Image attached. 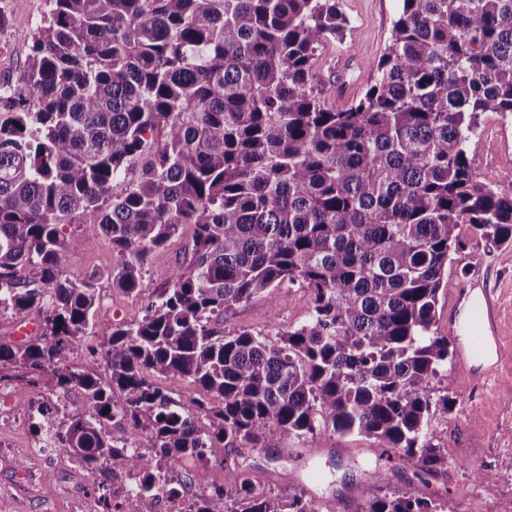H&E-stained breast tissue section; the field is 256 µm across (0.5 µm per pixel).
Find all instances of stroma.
<instances>
[{
  "label": "stroma",
  "mask_w": 512,
  "mask_h": 512,
  "mask_svg": "<svg viewBox=\"0 0 512 512\" xmlns=\"http://www.w3.org/2000/svg\"><path fill=\"white\" fill-rule=\"evenodd\" d=\"M349 24L343 40L327 43L318 60L320 81L333 99L351 102L365 90L374 74L397 18L401 0H341ZM49 10V0H0V80L22 67L38 26ZM508 130L498 132L494 118H486L482 136L472 146L475 168L492 182L512 171V117ZM194 227L183 225L164 247L151 252L138 292L113 286L106 273L112 266V240L101 235L78 251L63 254V276L98 274L99 303L92 320L118 324L142 313L154 301L164 282L162 270L186 263L191 257ZM453 291L439 296L435 329L448 332V310L454 291L480 276L493 288L506 290L499 320L506 358L499 370L484 374L475 362L466 376L458 361L436 379L455 401L448 416L433 420L434 440L448 451V472L431 475L411 461H387L371 441L353 436H307L275 441L266 448H245L241 460L252 466L258 486L281 495L304 493L321 502L324 512H355L366 500L394 491L429 488L446 501L450 512H512V244H495L463 233L453 254ZM278 311H271L259 295L225 310L218 325L225 334L267 335L306 322L311 309L307 289L280 291ZM58 407L61 416L83 413L85 398L79 389L60 388L51 375L0 364V512H72L77 498L98 499L99 485L109 475H87L69 456L55 466L37 458L32 449L39 434L29 408L35 403Z\"/></svg>",
  "instance_id": "1"
}]
</instances>
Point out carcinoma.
<instances>
[{
	"label": "carcinoma",
	"instance_id": "obj_1",
	"mask_svg": "<svg viewBox=\"0 0 512 512\" xmlns=\"http://www.w3.org/2000/svg\"><path fill=\"white\" fill-rule=\"evenodd\" d=\"M16 79L0 82V314L42 332L0 344L16 363L80 389L65 425L35 427L90 475L123 438L150 434L164 466L275 438L357 435L388 460L445 474L433 382L451 341L434 326L462 228L512 243V177L476 173L483 118L512 114V0H402L364 93L326 103L319 52L344 36L339 0H51ZM165 133L155 144V134ZM74 224L80 236H68ZM194 225L188 265L144 315L100 327L103 376L72 369L99 302L96 276L62 253L112 238V284L139 288L148 254ZM312 296L309 319L274 336L226 335L214 316L279 289ZM201 388L176 402L151 375ZM120 392L117 404L112 395ZM119 512H154L135 492ZM196 512H322L302 493L257 490L224 461V490ZM361 512H445L391 493Z\"/></svg>",
	"mask_w": 512,
	"mask_h": 512
}]
</instances>
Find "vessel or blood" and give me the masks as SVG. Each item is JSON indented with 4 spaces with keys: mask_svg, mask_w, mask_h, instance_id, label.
Segmentation results:
<instances>
[{
    "mask_svg": "<svg viewBox=\"0 0 512 512\" xmlns=\"http://www.w3.org/2000/svg\"><path fill=\"white\" fill-rule=\"evenodd\" d=\"M501 298L496 289L479 284L475 301L470 305L468 325H461L457 312L448 315V332L458 335L460 329H467L464 343L459 344L457 359L464 370H471L473 361L484 360L488 371L499 369L505 358V350L498 330Z\"/></svg>",
    "mask_w": 512,
    "mask_h": 512,
    "instance_id": "obj_1",
    "label": "vessel or blood"
}]
</instances>
